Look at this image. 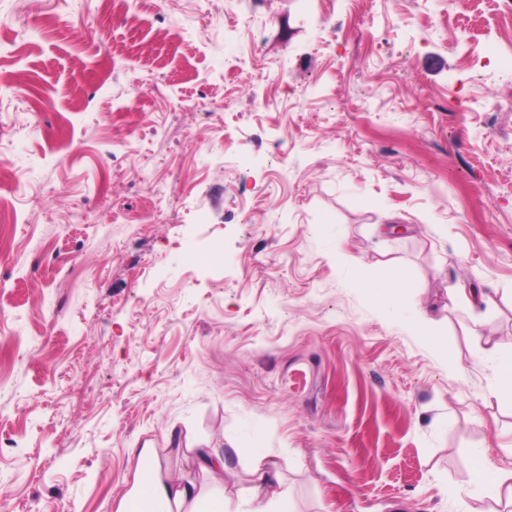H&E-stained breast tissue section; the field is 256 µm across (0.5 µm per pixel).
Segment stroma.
<instances>
[{
  "label": "stroma",
  "instance_id": "1",
  "mask_svg": "<svg viewBox=\"0 0 512 512\" xmlns=\"http://www.w3.org/2000/svg\"><path fill=\"white\" fill-rule=\"evenodd\" d=\"M0 203V512H124L143 448L229 512L258 458L287 512H512L467 489L512 471L500 0H0ZM193 451V461L197 467L211 475L216 481L224 476L226 464L224 458L215 448H189ZM503 474L484 451L476 453L472 481L477 488L493 490L501 483Z\"/></svg>",
  "mask_w": 512,
  "mask_h": 512
}]
</instances>
